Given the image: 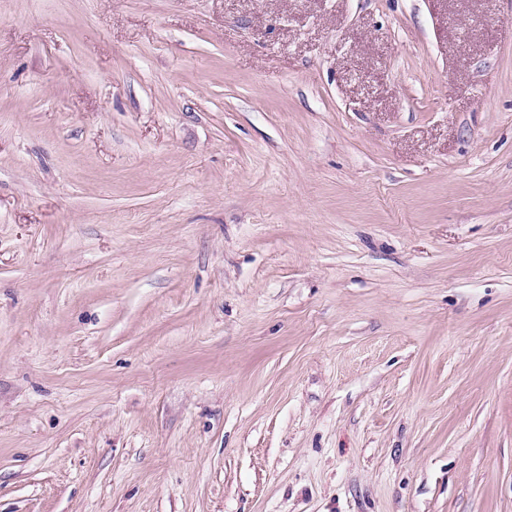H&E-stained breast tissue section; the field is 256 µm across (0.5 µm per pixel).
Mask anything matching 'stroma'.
<instances>
[{
	"mask_svg": "<svg viewBox=\"0 0 512 512\" xmlns=\"http://www.w3.org/2000/svg\"><path fill=\"white\" fill-rule=\"evenodd\" d=\"M0 512H512V0H0Z\"/></svg>",
	"mask_w": 512,
	"mask_h": 512,
	"instance_id": "obj_1",
	"label": "stroma"
}]
</instances>
